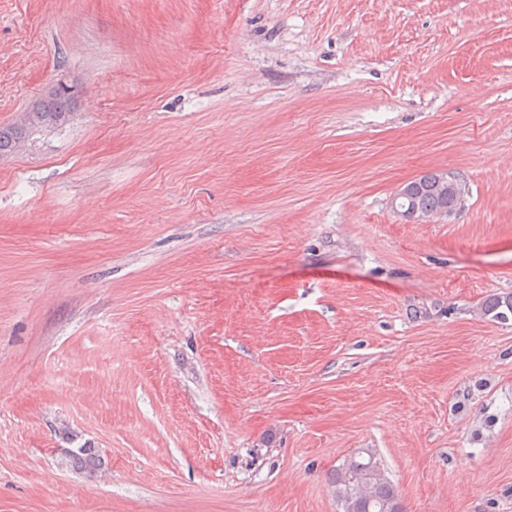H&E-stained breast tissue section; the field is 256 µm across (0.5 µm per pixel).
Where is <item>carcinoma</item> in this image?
<instances>
[{"label":"carcinoma","mask_w":512,"mask_h":512,"mask_svg":"<svg viewBox=\"0 0 512 512\" xmlns=\"http://www.w3.org/2000/svg\"><path fill=\"white\" fill-rule=\"evenodd\" d=\"M72 102L56 92L47 98L30 119L0 127V156L11 155L33 141L35 135L66 125L71 119ZM442 172L428 171L412 180L419 210L429 215L450 211L451 201L434 191ZM480 313L493 320L506 322L512 315V295H490L479 305ZM66 465L78 473H96L106 469L104 455L96 448L65 450ZM337 501L343 512H404L397 487L385 475L376 453L363 448L336 466L331 475Z\"/></svg>","instance_id":"cac0c4a2"}]
</instances>
